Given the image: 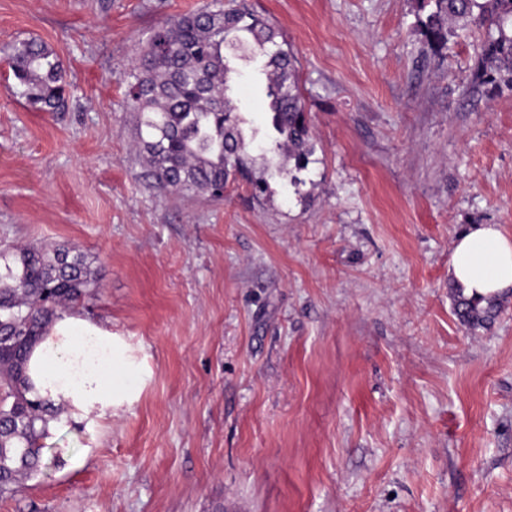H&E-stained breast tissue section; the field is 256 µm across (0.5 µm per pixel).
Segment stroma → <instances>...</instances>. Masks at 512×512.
<instances>
[{"label":"stroma","mask_w":512,"mask_h":512,"mask_svg":"<svg viewBox=\"0 0 512 512\" xmlns=\"http://www.w3.org/2000/svg\"><path fill=\"white\" fill-rule=\"evenodd\" d=\"M201 0H0V249L67 245L77 305L137 393L59 421L0 512H512V291L472 329L448 266L512 233V93L471 87L480 31L427 51L417 0H224L298 61L305 185L224 195L150 177L128 74ZM36 38L72 86L31 111L4 61Z\"/></svg>","instance_id":"stroma-1"}]
</instances>
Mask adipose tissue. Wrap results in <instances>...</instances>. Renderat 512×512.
<instances>
[{
    "mask_svg": "<svg viewBox=\"0 0 512 512\" xmlns=\"http://www.w3.org/2000/svg\"><path fill=\"white\" fill-rule=\"evenodd\" d=\"M449 276L476 298L495 297L512 289V234L496 224H476L454 243ZM131 367L122 341L79 314L62 316L31 350L28 375L33 395L60 407L95 429L134 395L117 379Z\"/></svg>",
    "mask_w": 512,
    "mask_h": 512,
    "instance_id": "obj_1",
    "label": "adipose tissue"
}]
</instances>
